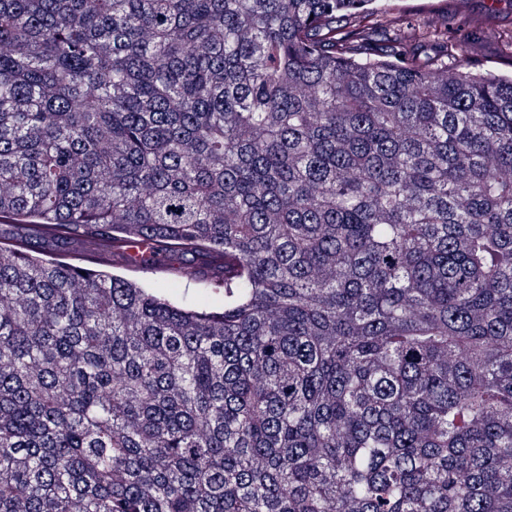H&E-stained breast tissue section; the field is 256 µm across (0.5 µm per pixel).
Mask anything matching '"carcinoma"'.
I'll return each instance as SVG.
<instances>
[{"instance_id": "carcinoma-1", "label": "carcinoma", "mask_w": 512, "mask_h": 512, "mask_svg": "<svg viewBox=\"0 0 512 512\" xmlns=\"http://www.w3.org/2000/svg\"><path fill=\"white\" fill-rule=\"evenodd\" d=\"M373 2L0 0V512H512V76ZM108 270L111 273L136 279L147 288L159 290L172 301L180 304L206 309L224 306L223 293H215L210 285L198 281L200 276L206 274V266L195 265V274L193 269L192 271L189 269V273L164 270L137 272L115 259Z\"/></svg>"}]
</instances>
